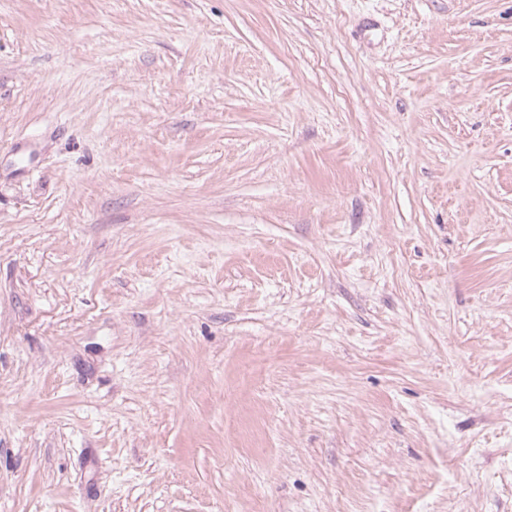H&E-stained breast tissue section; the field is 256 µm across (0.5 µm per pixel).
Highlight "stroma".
<instances>
[{"label":"stroma","instance_id":"obj_1","mask_svg":"<svg viewBox=\"0 0 512 512\" xmlns=\"http://www.w3.org/2000/svg\"><path fill=\"white\" fill-rule=\"evenodd\" d=\"M0 512H512V0H0Z\"/></svg>","mask_w":512,"mask_h":512}]
</instances>
